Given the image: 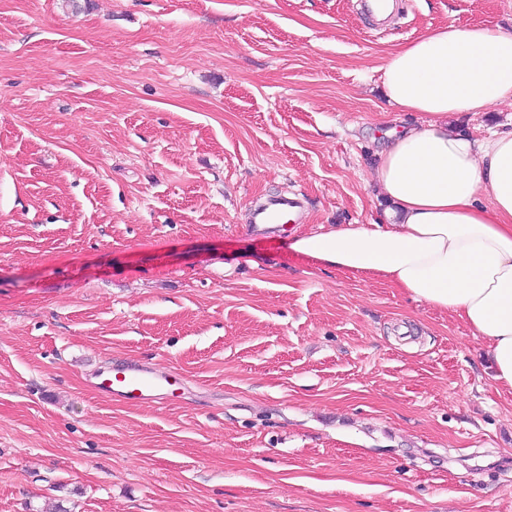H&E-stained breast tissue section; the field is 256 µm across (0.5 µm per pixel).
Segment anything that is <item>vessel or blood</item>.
Returning a JSON list of instances; mask_svg holds the SVG:
<instances>
[{"label": "vessel or blood", "mask_w": 512, "mask_h": 512, "mask_svg": "<svg viewBox=\"0 0 512 512\" xmlns=\"http://www.w3.org/2000/svg\"><path fill=\"white\" fill-rule=\"evenodd\" d=\"M301 212L299 198L282 195L257 205L252 221L257 225H273ZM93 384L95 389L108 397L152 405L175 400L177 391L185 387L186 380L178 372H161L141 364L105 368L95 375Z\"/></svg>", "instance_id": "1"}]
</instances>
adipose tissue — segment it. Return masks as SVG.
<instances>
[{"mask_svg": "<svg viewBox=\"0 0 512 512\" xmlns=\"http://www.w3.org/2000/svg\"><path fill=\"white\" fill-rule=\"evenodd\" d=\"M383 83L401 110L426 116L385 133L374 178L393 211L297 237L292 248L457 314L485 341L498 389L512 393V129L477 140L448 125L512 103V31L432 30L392 51ZM482 194L490 209L478 207Z\"/></svg>", "mask_w": 512, "mask_h": 512, "instance_id": "adipose-tissue-1", "label": "adipose tissue"}]
</instances>
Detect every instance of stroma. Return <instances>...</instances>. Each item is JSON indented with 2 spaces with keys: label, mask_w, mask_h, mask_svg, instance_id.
Wrapping results in <instances>:
<instances>
[{
  "label": "stroma",
  "mask_w": 512,
  "mask_h": 512,
  "mask_svg": "<svg viewBox=\"0 0 512 512\" xmlns=\"http://www.w3.org/2000/svg\"><path fill=\"white\" fill-rule=\"evenodd\" d=\"M449 23L511 30L512 0L389 29L356 0H0V512H512L483 340L290 249L383 216L375 153L422 116L382 68ZM284 193L301 220L252 235ZM115 360L184 397L99 394Z\"/></svg>",
  "instance_id": "1"
}]
</instances>
